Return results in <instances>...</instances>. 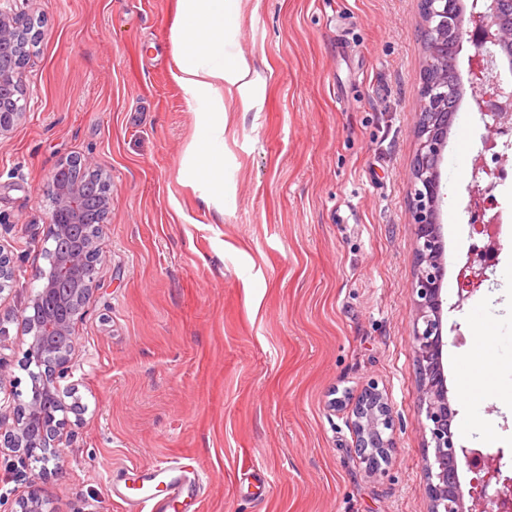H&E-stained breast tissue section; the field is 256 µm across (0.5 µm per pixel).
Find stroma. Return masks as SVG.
Instances as JSON below:
<instances>
[{
	"instance_id": "stroma-1",
	"label": "stroma",
	"mask_w": 512,
	"mask_h": 512,
	"mask_svg": "<svg viewBox=\"0 0 512 512\" xmlns=\"http://www.w3.org/2000/svg\"><path fill=\"white\" fill-rule=\"evenodd\" d=\"M176 0H28L40 33L22 69L26 118L0 140V243L21 265L0 293L6 392L27 400L24 303L47 268L51 171L88 157L112 176L97 283L75 325L58 470L35 486L51 512H126L112 484L192 458L198 512H430L420 423L409 222L425 62L419 0H237L224 52L257 75L225 99L224 193L184 160L199 107L174 78ZM486 134L463 99L441 165L447 291L474 239L471 161ZM489 281L445 310L452 429L512 467V184ZM500 338L482 368L480 337ZM387 396L394 446L381 473L355 450L351 408ZM483 385L479 400L466 389ZM0 453V512L31 486Z\"/></svg>"
}]
</instances>
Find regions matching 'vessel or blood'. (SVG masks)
Masks as SVG:
<instances>
[{
	"mask_svg": "<svg viewBox=\"0 0 512 512\" xmlns=\"http://www.w3.org/2000/svg\"><path fill=\"white\" fill-rule=\"evenodd\" d=\"M141 494L126 498L129 512H172L175 504L200 494L204 478L192 462L151 465L137 472Z\"/></svg>",
	"mask_w": 512,
	"mask_h": 512,
	"instance_id": "b4317fda",
	"label": "vessel or blood"
}]
</instances>
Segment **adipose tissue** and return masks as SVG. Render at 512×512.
I'll return each instance as SVG.
<instances>
[{
  "label": "adipose tissue",
  "mask_w": 512,
  "mask_h": 512,
  "mask_svg": "<svg viewBox=\"0 0 512 512\" xmlns=\"http://www.w3.org/2000/svg\"><path fill=\"white\" fill-rule=\"evenodd\" d=\"M235 0H178L176 44L178 84L201 105L190 171L214 196L224 191V97L251 82L245 59L224 54V31Z\"/></svg>",
  "instance_id": "ef3b65f1"
}]
</instances>
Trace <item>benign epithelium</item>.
Listing matches in <instances>:
<instances>
[{"label": "benign epithelium", "instance_id": "benign-epithelium-1", "mask_svg": "<svg viewBox=\"0 0 512 512\" xmlns=\"http://www.w3.org/2000/svg\"><path fill=\"white\" fill-rule=\"evenodd\" d=\"M14 0H0V138H6L26 117L21 69L28 46L38 32L22 25ZM423 34L428 43L423 71L422 101L416 125L417 149L410 174V224L413 227L417 272L410 288L414 298L413 351L421 373L420 400L424 430L429 433L426 458L427 487L431 512H464L458 469L463 465L475 474L469 496L480 512H512V475L501 469V452L490 453L479 444L464 445L451 429L455 411L448 401L443 367L445 243L441 224L447 188L440 166L448 140V84L456 73V59L448 58V35H456V49L463 41L473 46L469 58V87L475 112L480 115L487 136L482 150L497 145V137L512 130V93L502 87L498 58L512 66V27L499 19L501 0H471L465 9L462 0H421ZM88 158L59 162L48 179L49 224L46 248L49 271H41L39 289L32 293L24 310V332L30 336L24 351L26 364L34 365L40 382L27 401L0 405V447L8 448L22 465L35 459L59 468L62 430L67 418H57L48 404L60 412L66 405L60 381L70 371L72 348L54 342L56 338L75 340L74 325L82 315L95 285L103 254V229L110 209L112 176L98 175L99 199L89 200L85 173ZM493 173L472 165L467 186L473 219H482L490 209ZM488 266L468 250L460 260L456 277V300L460 311L469 298L488 280ZM19 278L14 254L0 243V293ZM359 459L370 473L382 470L389 448L393 447L394 418L388 399L371 384L362 395L352 420ZM18 512H47L46 502L33 488L18 501Z\"/></svg>", "mask_w": 512, "mask_h": 512}]
</instances>
